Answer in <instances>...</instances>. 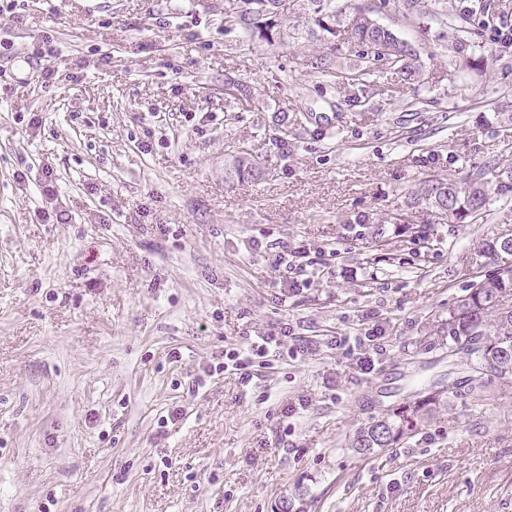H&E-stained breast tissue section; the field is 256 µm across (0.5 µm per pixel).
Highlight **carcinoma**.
Returning <instances> with one entry per match:
<instances>
[{"mask_svg":"<svg viewBox=\"0 0 512 512\" xmlns=\"http://www.w3.org/2000/svg\"><path fill=\"white\" fill-rule=\"evenodd\" d=\"M395 2V14L410 24L432 22L473 38L480 36L475 17L489 13L487 0H474L471 13L448 16L437 0H301L302 15H292L285 0H224L239 8L236 27L255 41L268 47H285L308 42L319 46L316 54H295V72L331 76L336 58L346 49L356 50L360 64L347 82L365 84L378 72V50L388 51L391 61L408 82L424 81L420 51L398 36L387 25L375 23V13ZM264 170L252 153L241 151L224 168L227 181L262 177ZM512 201V166L488 161L461 186L452 180L427 178L414 192L411 204L440 210L451 223H468L486 209L492 200ZM487 253L500 260L496 274L478 281L472 291L452 309L442 331L448 336V347H457L467 355L466 370L484 376L482 368L490 362L512 363V237L499 236L484 243ZM484 343L470 346L478 337ZM456 391L439 400L427 392L415 394L412 401L388 407L361 427L349 441L352 452L365 458L379 448H390L413 436L422 423L438 407L448 404Z\"/></svg>","mask_w":512,"mask_h":512,"instance_id":"cac0c4a2","label":"carcinoma"}]
</instances>
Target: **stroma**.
Returning <instances> with one entry per match:
<instances>
[{
    "label": "stroma",
    "mask_w": 512,
    "mask_h": 512,
    "mask_svg": "<svg viewBox=\"0 0 512 512\" xmlns=\"http://www.w3.org/2000/svg\"><path fill=\"white\" fill-rule=\"evenodd\" d=\"M223 8L0 0V512H273L298 483L309 512H512V398L455 399L367 459L348 448L464 376L439 326L495 272L481 246L512 235V208L452 224L409 201L424 177L512 166V49L490 30L459 53L454 30L386 11L425 83L384 66L360 88L342 81L354 53L332 77L293 73L313 45L268 49ZM244 148L265 178L225 182ZM285 246L322 271L288 298ZM375 323L362 375L335 339ZM285 324L249 386L210 374Z\"/></svg>",
    "instance_id": "35a3bbf8"
}]
</instances>
